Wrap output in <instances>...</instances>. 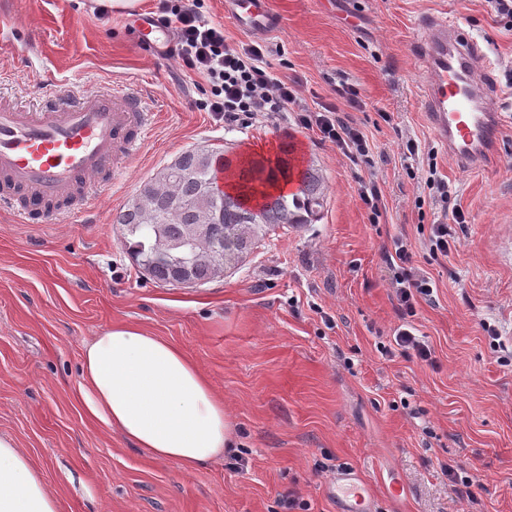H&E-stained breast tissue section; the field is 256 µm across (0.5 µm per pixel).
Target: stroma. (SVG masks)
Listing matches in <instances>:
<instances>
[{
    "mask_svg": "<svg viewBox=\"0 0 512 512\" xmlns=\"http://www.w3.org/2000/svg\"><path fill=\"white\" fill-rule=\"evenodd\" d=\"M265 36L278 75L310 110L335 104L364 130L374 167L295 122L227 128L199 110L182 61L141 50L134 16L105 0H16L0 27V93L39 102L44 70L62 86L113 77L154 96L159 121L86 216L25 222L0 208V434L59 495L61 512H341L328 484L359 471L372 512H512V30L487 0H270ZM445 14L484 46L505 116L500 158L459 169L428 127L410 55L425 14ZM352 86L355 100L338 96ZM423 153L404 156L407 140ZM325 177L320 219L276 233L244 266L195 289L139 272L114 218L186 149L232 147ZM448 183L429 203L427 151ZM382 192L378 213L360 198ZM463 210L457 243L431 260L429 226ZM406 239L433 294L411 319L424 362L387 355L401 323L388 258ZM133 323L180 346L223 394L235 446L188 471L133 447L87 414L84 345ZM496 336H489V329ZM481 485L462 491L470 466ZM398 482L399 497L388 494Z\"/></svg>",
    "mask_w": 512,
    "mask_h": 512,
    "instance_id": "35a3bbf8",
    "label": "stroma"
}]
</instances>
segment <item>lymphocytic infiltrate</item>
<instances>
[{"label": "lymphocytic infiltrate", "instance_id": "f902f5d3", "mask_svg": "<svg viewBox=\"0 0 512 512\" xmlns=\"http://www.w3.org/2000/svg\"><path fill=\"white\" fill-rule=\"evenodd\" d=\"M158 12V24L175 36L171 55L205 83L200 107L215 121L233 127L258 118L284 120L293 113L302 127L317 129L352 163L373 166L359 128L339 117L336 106L316 112L302 108L295 81L274 73L264 42H228L223 23L209 20L206 0H159ZM394 254L391 286L398 311L410 316L417 299L431 297L433 288L404 240L395 242Z\"/></svg>", "mask_w": 512, "mask_h": 512}]
</instances>
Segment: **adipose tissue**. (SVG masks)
<instances>
[{
	"label": "adipose tissue",
	"mask_w": 512,
	"mask_h": 512,
	"mask_svg": "<svg viewBox=\"0 0 512 512\" xmlns=\"http://www.w3.org/2000/svg\"><path fill=\"white\" fill-rule=\"evenodd\" d=\"M81 374L88 414L154 457L192 470L230 451L234 430L223 396L171 341L113 325L84 347ZM0 512H59L38 468L1 435Z\"/></svg>",
	"instance_id": "obj_1"
}]
</instances>
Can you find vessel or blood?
Returning a JSON list of instances; mask_svg holds the SVG:
<instances>
[{
	"label": "vessel or blood",
	"mask_w": 512,
	"mask_h": 512,
	"mask_svg": "<svg viewBox=\"0 0 512 512\" xmlns=\"http://www.w3.org/2000/svg\"><path fill=\"white\" fill-rule=\"evenodd\" d=\"M224 10L250 36L275 25L268 0H224ZM420 31L414 55L429 127L458 168L494 165L502 123L482 46L445 17L423 18ZM155 119L147 94L114 83L93 91L62 88L34 108L0 95V207L29 220L91 194L92 179L115 178ZM333 482L349 497V512H370L366 487L353 471L338 470Z\"/></svg>",
	"instance_id": "b4317fda"
}]
</instances>
